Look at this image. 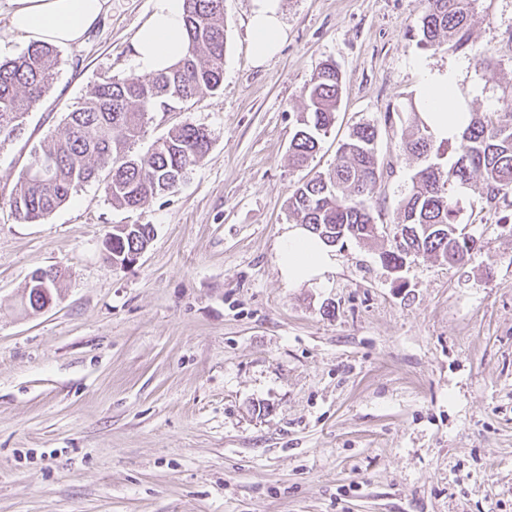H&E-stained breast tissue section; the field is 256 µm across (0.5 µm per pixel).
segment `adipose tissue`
Returning <instances> with one entry per match:
<instances>
[{
    "label": "adipose tissue",
    "mask_w": 512,
    "mask_h": 512,
    "mask_svg": "<svg viewBox=\"0 0 512 512\" xmlns=\"http://www.w3.org/2000/svg\"><path fill=\"white\" fill-rule=\"evenodd\" d=\"M248 40L254 65L273 57L288 37L281 0H252ZM107 0H10L9 30L26 42L69 46L82 42L105 11ZM188 44L183 0H153V11L136 31V72L151 75L170 67ZM458 69H424L419 85L420 117L436 140L454 139L468 124ZM335 263L329 245L306 227L293 226L279 250V266L292 283L323 280Z\"/></svg>",
    "instance_id": "obj_1"
}]
</instances>
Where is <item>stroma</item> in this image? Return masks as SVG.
Returning <instances> with one entry per match:
<instances>
[{
	"mask_svg": "<svg viewBox=\"0 0 512 512\" xmlns=\"http://www.w3.org/2000/svg\"><path fill=\"white\" fill-rule=\"evenodd\" d=\"M153 0H107L57 77L0 145V512H512V207L460 191L475 247L450 264L382 251L418 166L404 156L421 67L460 69L471 109L512 86V0H478L471 48L421 50L420 0H282L288 40L254 67L252 0H224V82L148 121L183 123L207 153L136 209L82 186L48 218L7 199L34 146L100 78L130 77ZM492 52L478 61L473 47ZM344 77L336 122L307 166L289 146L319 63ZM377 131L375 239L335 247L323 281L291 284L277 252L295 187L330 169L353 128ZM116 224H150L136 264L104 259ZM65 276L23 308L40 269Z\"/></svg>",
	"mask_w": 512,
	"mask_h": 512,
	"instance_id": "obj_1",
	"label": "stroma"
}]
</instances>
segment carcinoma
Here are the masks:
<instances>
[{"instance_id": "obj_1", "label": "carcinoma", "mask_w": 512, "mask_h": 512, "mask_svg": "<svg viewBox=\"0 0 512 512\" xmlns=\"http://www.w3.org/2000/svg\"><path fill=\"white\" fill-rule=\"evenodd\" d=\"M478 0H423L417 45L428 51L445 43L463 48L470 40V19ZM188 35L185 55L171 68L148 78L106 77L68 112L64 125L30 156L49 158L52 170L38 179L25 168L7 205L22 223L40 221L67 203L82 185L101 180L112 204L136 209L148 199L175 192L209 148L207 130L192 124L171 129L144 154L133 152L148 115L174 112L192 99L221 89L224 81V0H184ZM56 46L33 43L22 56L0 63V144L20 135L23 120L50 89L58 66ZM343 77L336 65L322 63L304 89L289 149L303 166L319 149L321 137L335 124ZM403 152L423 162L399 200L400 232L381 262L398 271L416 254L460 263L475 240L458 232L461 200L456 187H468L490 206H512V89L499 108L470 111L458 138L438 142L424 123L402 141ZM452 163L443 167L444 154ZM379 179L375 130L360 125L340 144L336 163L300 183L288 209L308 230L334 246L347 239L369 241L377 233L370 199ZM151 224H119L106 235L107 260L131 264L152 241ZM46 279L30 277L25 308L35 312L33 289L54 291L62 277L57 268Z\"/></svg>"}]
</instances>
